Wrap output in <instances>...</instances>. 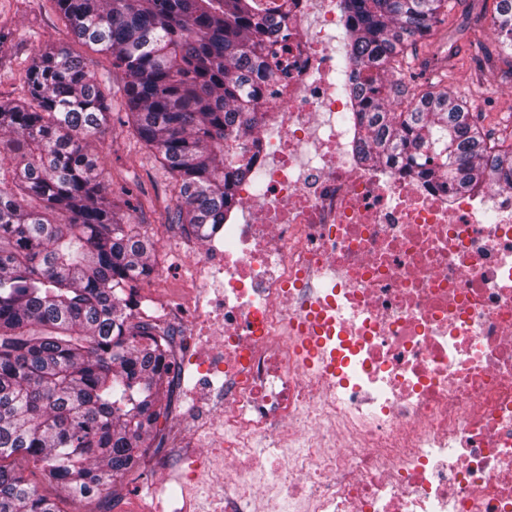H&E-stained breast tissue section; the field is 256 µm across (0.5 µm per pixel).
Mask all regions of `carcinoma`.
I'll return each mask as SVG.
<instances>
[{
  "label": "carcinoma",
  "instance_id": "carcinoma-1",
  "mask_svg": "<svg viewBox=\"0 0 512 512\" xmlns=\"http://www.w3.org/2000/svg\"><path fill=\"white\" fill-rule=\"evenodd\" d=\"M72 34L124 72L125 124L171 175L159 220L199 242L221 229L245 174L258 108L288 95V0H55ZM497 58L512 66V0H495ZM337 84L363 158L461 192L512 187V131H494L440 81L392 76L448 14V0H340ZM29 101L0 102V512H63L6 460L86 498L139 469L170 410L167 350L135 297L155 267L92 149L112 87L78 54L41 50Z\"/></svg>",
  "mask_w": 512,
  "mask_h": 512
}]
</instances>
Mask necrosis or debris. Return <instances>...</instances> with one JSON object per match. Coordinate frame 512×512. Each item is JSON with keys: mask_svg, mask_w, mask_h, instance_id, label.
Segmentation results:
<instances>
[{"mask_svg": "<svg viewBox=\"0 0 512 512\" xmlns=\"http://www.w3.org/2000/svg\"><path fill=\"white\" fill-rule=\"evenodd\" d=\"M289 2L265 194L240 182L182 288L151 276L198 427L148 449L116 510L512 512V192L366 162L337 0Z\"/></svg>", "mask_w": 512, "mask_h": 512, "instance_id": "4bbe7bcc", "label": "necrosis or debris"}]
</instances>
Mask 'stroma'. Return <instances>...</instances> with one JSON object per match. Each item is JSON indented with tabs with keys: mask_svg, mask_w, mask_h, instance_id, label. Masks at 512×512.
Instances as JSON below:
<instances>
[{
	"mask_svg": "<svg viewBox=\"0 0 512 512\" xmlns=\"http://www.w3.org/2000/svg\"><path fill=\"white\" fill-rule=\"evenodd\" d=\"M471 12V0H450L449 31L457 40L451 50V61L445 71L450 92L466 98L474 111L480 112L488 128H512V83L506 82L495 69H480L485 48L491 47L488 29L463 30ZM0 29L11 31V41L0 45V101L17 100L27 95L25 70L39 49L45 46L67 47L109 70L113 88L110 131L98 150L106 157V176L121 180L146 197H167L171 179L155 161L152 153L119 119L126 106L121 88L125 76L113 68L111 58L94 51L74 38L61 17L54 0H0ZM132 222L151 225L154 232L155 256L164 268L168 285L180 287L176 264L166 262V254L175 252L182 237L177 230L157 223L151 210L133 213Z\"/></svg>",
	"mask_w": 512,
	"mask_h": 512,
	"instance_id": "obj_1",
	"label": "stroma"
}]
</instances>
